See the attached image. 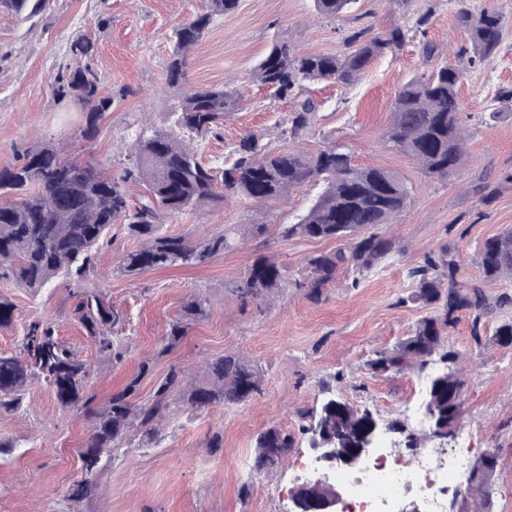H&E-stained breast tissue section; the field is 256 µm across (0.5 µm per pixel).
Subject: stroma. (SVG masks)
Segmentation results:
<instances>
[{"label":"stroma","instance_id":"obj_1","mask_svg":"<svg viewBox=\"0 0 512 512\" xmlns=\"http://www.w3.org/2000/svg\"><path fill=\"white\" fill-rule=\"evenodd\" d=\"M201 6L202 0H46L31 22L0 10V168L15 163L24 148L50 145L62 157L120 174L129 164L125 144L142 124L166 129L173 123L175 95L166 85V63L176 26ZM463 8L496 10L501 39L483 62H459L468 159L462 170L432 178L388 143L384 132L402 82L432 67L423 44L453 53L465 46L458 23ZM395 24L409 31L405 47L379 58L352 87L306 86L302 96L314 103L317 121L302 139L285 140L281 132L294 103L272 99L247 77L272 43L285 39L308 54L340 55L354 33L370 35ZM80 35L94 43L91 65L112 97L91 141L81 135L82 107L59 98L53 88L58 72L74 65L70 45ZM188 81L229 83L242 96L239 111L226 117L219 134L201 142L204 161H223L251 131L263 134L273 149L292 145L312 153L343 142L355 164L398 173L411 191L410 203L393 223L378 228L395 240L397 250L359 278L339 269L314 303L295 283L308 275L310 256L338 250L339 241L286 240L276 230L306 210L316 188L302 187L288 203L262 211L234 198L164 219V233L196 241L228 224L265 223L264 231L245 233L236 250L196 268L116 275V259L139 242L123 225H113L86 286L99 289L121 316L113 330L123 346L119 360L100 356L73 317L76 300L67 279L36 292L0 280V293L16 306L13 325L0 328V352L15 350L31 322L49 320L61 340L95 368L81 410L62 408L52 389L38 380L26 387L18 409L0 412V441L6 443L0 450V512H288L309 456L302 416L315 412L327 392L369 409L385 423H410L422 404L418 368L376 372L368 365L375 352L392 349L419 319L434 313L416 301L409 269L451 247L459 281L481 287L491 301L512 296V279L485 280L477 257L484 240L512 227V112L498 97L512 90V0H354L335 16L318 14L314 0H239L191 51ZM262 255L281 266L285 284L271 304L260 307L242 303L231 289ZM197 297L207 300L205 316L174 348L164 349L170 323ZM510 319L512 305L477 323L463 314L445 335L449 348L468 361L460 427L467 438L445 445H464L474 460L487 448H499L493 512H512V346L493 342L496 328ZM229 353L245 356L260 372L259 394L237 406L202 411L171 404L149 444L134 442L104 458L96 498L78 506L69 500L71 485L82 475L79 451L92 416L108 405L113 392L137 376L141 382L133 403L153 401L159 380L170 372L187 384L198 379L205 361ZM269 427L291 434L295 443L282 465L255 479L250 473L255 437ZM216 433L222 445L209 447Z\"/></svg>","mask_w":512,"mask_h":512}]
</instances>
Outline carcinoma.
Instances as JSON below:
<instances>
[{
	"mask_svg": "<svg viewBox=\"0 0 512 512\" xmlns=\"http://www.w3.org/2000/svg\"><path fill=\"white\" fill-rule=\"evenodd\" d=\"M355 0H314L316 11L333 16ZM43 0H0L3 7L23 20L31 18ZM238 0H203L195 15L175 28V44L167 65V85L178 94L174 127L156 130L139 128L131 137L130 166L114 176L93 163L67 160L54 148L31 146L18 163L0 169V277L33 290L49 285L62 275L73 285L78 298L75 316L84 326L98 352L108 358H122L112 336L120 314L99 291L84 287L95 268L105 237L112 225L121 224L138 240V248L124 253L114 265L121 276L167 268H193L218 254L231 252L240 244V227L230 226L212 236L193 241L186 235L162 232L163 218H176L210 201L237 197L267 206L303 186L320 187L307 211L293 224H281L284 239L337 240L347 248L321 253L308 259L309 274L296 283L305 296L321 300L338 268L347 266L356 277L373 271L392 253L394 242L373 228L391 224L407 207L410 191L392 170L357 167L348 146L331 143L314 154L298 149L276 150L263 143V135L247 132L224 156L219 166L204 163L194 142L203 140L224 126V118L237 111L241 97L236 89L185 87L189 53L203 38L215 19L237 8ZM468 35L474 65L493 55L499 46L501 18L493 10L458 14ZM408 30L393 26L374 35L357 33L349 39L350 50L340 56L306 54L280 40L251 71L275 100H294L308 83L329 82L342 87L358 83L373 63L396 54L406 45ZM462 73L455 64L444 63L403 82L398 90L387 138L412 157L431 177H446L464 162L465 133L461 126L462 103L458 84ZM55 93L73 98L86 108L82 135L90 140L99 122L112 108V97L103 94L101 78L92 68L77 62L59 72ZM315 107L306 101L292 114L282 134L301 139L313 126ZM145 187L141 200H130L132 185ZM485 279L512 277V228L486 239L477 250ZM458 265L451 252L428 258L410 269L416 282V300L441 309L436 315L418 320L413 331L390 351H378L368 366L378 372H399L416 365L425 373L424 408L434 425L457 424L463 412L460 353L448 348L444 329L465 313L479 321L492 305L476 286L457 280ZM282 273L273 260L261 256L237 281L233 292L244 303L264 302L279 289ZM206 300L196 298L184 305L171 324L163 350L175 346L188 327L206 313ZM439 361L442 368L426 371ZM92 374L90 364L77 357L61 341L53 323L34 321L28 325L16 351L0 352V410L16 408L22 392L34 380L52 388L63 407L86 404V386ZM140 377L131 378L112 394L108 406L95 414L90 436L81 452L83 478L73 484L69 498L75 503L93 497L98 489L102 458L129 440L138 430L153 436L163 401L168 396L196 410L214 405L234 406L261 391V376L236 354L210 360L204 374L182 386L173 372L159 383L156 400L136 406L131 397ZM373 413L359 409L345 399L331 395L310 421L319 423L345 443L368 429ZM294 445V438L276 428L260 432L255 439L252 477L261 476L278 464ZM499 449H487L474 463V483L463 497L462 512L475 497L490 507L488 488L499 463Z\"/></svg>",
	"mask_w": 512,
	"mask_h": 512,
	"instance_id": "carcinoma-1",
	"label": "carcinoma"
}]
</instances>
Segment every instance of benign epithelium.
Instances as JSON below:
<instances>
[{"instance_id":"7a95c632","label":"benign epithelium","mask_w":512,"mask_h":512,"mask_svg":"<svg viewBox=\"0 0 512 512\" xmlns=\"http://www.w3.org/2000/svg\"><path fill=\"white\" fill-rule=\"evenodd\" d=\"M394 432V429L375 423L372 429L363 435L357 446L343 450L339 442L325 439L319 435L316 427H311L308 448L320 468L305 477L301 484L314 491L308 501L292 496V508L289 512H339L338 505L343 491L331 481V476L338 470L360 465L369 453L379 446L381 437Z\"/></svg>"}]
</instances>
